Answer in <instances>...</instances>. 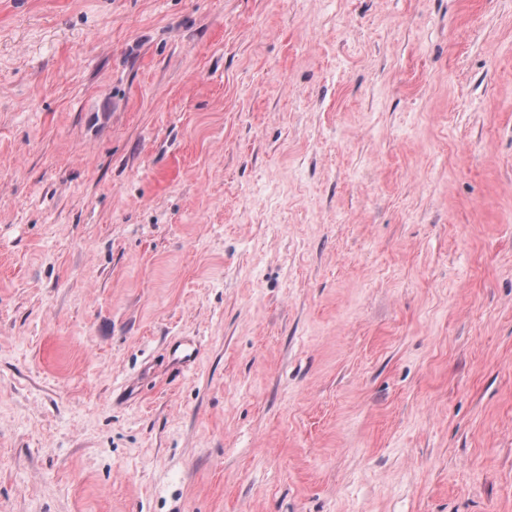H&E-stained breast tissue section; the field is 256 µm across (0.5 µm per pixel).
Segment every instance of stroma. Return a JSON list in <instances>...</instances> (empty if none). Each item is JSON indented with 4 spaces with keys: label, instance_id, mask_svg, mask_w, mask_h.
I'll return each instance as SVG.
<instances>
[{
    "label": "stroma",
    "instance_id": "stroma-1",
    "mask_svg": "<svg viewBox=\"0 0 512 512\" xmlns=\"http://www.w3.org/2000/svg\"><path fill=\"white\" fill-rule=\"evenodd\" d=\"M0 512H512V0H0Z\"/></svg>",
    "mask_w": 512,
    "mask_h": 512
}]
</instances>
